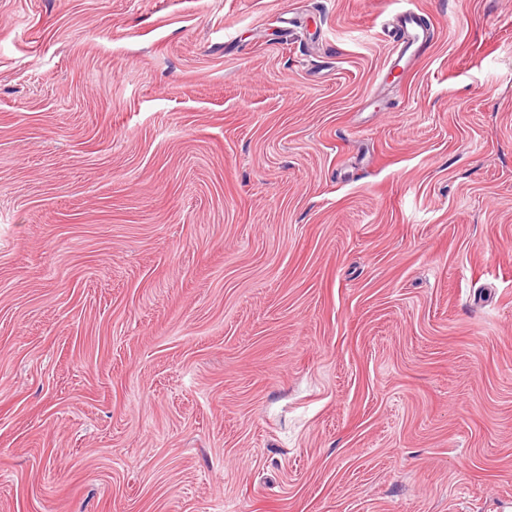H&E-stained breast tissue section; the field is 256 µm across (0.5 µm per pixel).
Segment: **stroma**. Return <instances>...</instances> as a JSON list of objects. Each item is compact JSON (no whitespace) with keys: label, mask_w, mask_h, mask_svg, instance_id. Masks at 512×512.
Segmentation results:
<instances>
[{"label":"stroma","mask_w":512,"mask_h":512,"mask_svg":"<svg viewBox=\"0 0 512 512\" xmlns=\"http://www.w3.org/2000/svg\"><path fill=\"white\" fill-rule=\"evenodd\" d=\"M508 500L512 0H0V512ZM414 15L415 12L413 11H405L398 15L400 19L398 21L396 37L403 41L405 45L399 51L396 58L390 57L387 63L389 70L405 69L409 61L431 40L429 31L420 26L418 19ZM414 45H417L416 49L406 57L407 52Z\"/></svg>","instance_id":"1"}]
</instances>
